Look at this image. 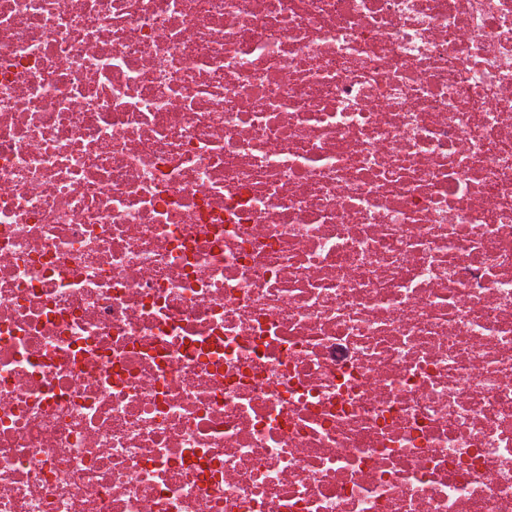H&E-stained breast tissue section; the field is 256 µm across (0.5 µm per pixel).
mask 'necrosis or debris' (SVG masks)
<instances>
[{
  "instance_id": "1",
  "label": "necrosis or debris",
  "mask_w": 512,
  "mask_h": 512,
  "mask_svg": "<svg viewBox=\"0 0 512 512\" xmlns=\"http://www.w3.org/2000/svg\"><path fill=\"white\" fill-rule=\"evenodd\" d=\"M0 512H512V0H0Z\"/></svg>"
}]
</instances>
